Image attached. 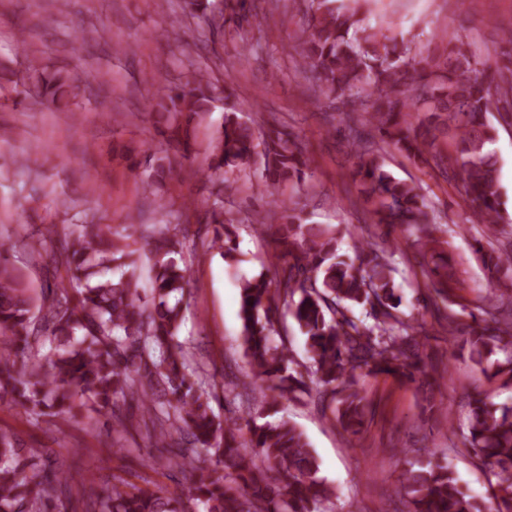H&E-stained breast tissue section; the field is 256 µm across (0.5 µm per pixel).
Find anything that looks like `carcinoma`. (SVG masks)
<instances>
[{
  "instance_id": "cac0c4a2",
  "label": "carcinoma",
  "mask_w": 512,
  "mask_h": 512,
  "mask_svg": "<svg viewBox=\"0 0 512 512\" xmlns=\"http://www.w3.org/2000/svg\"><path fill=\"white\" fill-rule=\"evenodd\" d=\"M380 2L308 0L299 56L312 86L346 116V138L357 158L351 176L361 186L365 221L413 228L411 248L425 259L436 251L441 228L419 189L384 169V147L417 160L430 156L460 182L473 203L465 221L489 228L502 223L498 159L491 150L496 128L488 115L512 110V68L479 70L457 34L440 35L448 44L443 63L413 53L378 15ZM80 91L68 73L55 80L61 98ZM214 100L213 83L200 74L151 104L180 156L192 153L197 120L212 111ZM441 138L454 144V153H437ZM257 165L273 185L298 184L312 160L286 127L259 131L237 109H226L208 171L224 172L228 184ZM213 205L211 238L200 239V229L190 224H168L149 249L138 246L133 224H80L63 235L48 224L25 243L52 276L38 290L0 244V399L36 423L91 409L122 431L143 430L158 451L144 467L185 478L176 491L120 478L92 499L70 469L35 462L38 449L22 447L0 428V512H330L335 491L318 476L308 438L280 414L279 404L313 393L359 437L370 412L360 378L394 375L414 382L423 374L419 351L429 330L400 310L395 286L403 252L357 239L354 256L340 255L334 229L307 224L284 207L276 262L240 283L239 346L251 383L231 379L222 388L227 408L252 393L271 398L267 420L234 412L223 418L211 406L217 395L208 374L178 336L192 278L183 258L187 242L199 239L226 262H237L235 224L223 217L221 194ZM475 248L490 277H512L511 250L485 252L479 240ZM144 257L147 290L140 285ZM424 274L435 320L452 335L457 318L440 311L434 297L448 299L453 267H427ZM281 308L305 336L303 364L275 326ZM470 317L463 339L470 359L511 384L512 295L506 302L485 296ZM496 352L503 361L483 367ZM127 403L140 412L134 422L120 413ZM461 444L490 465L494 481L486 496L471 494L448 465L430 459L407 463L398 495L412 512H512V405L473 399ZM200 448L210 455L206 466Z\"/></svg>"
}]
</instances>
